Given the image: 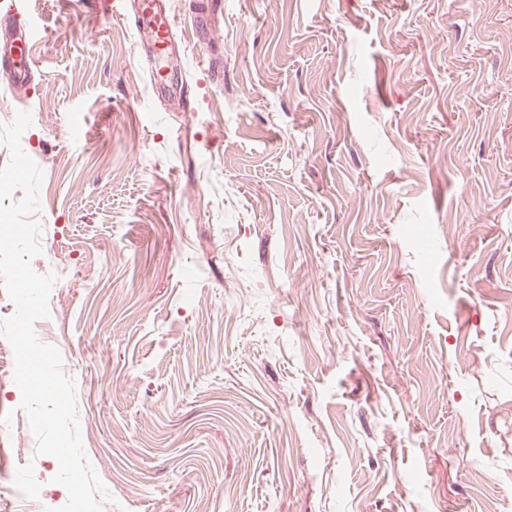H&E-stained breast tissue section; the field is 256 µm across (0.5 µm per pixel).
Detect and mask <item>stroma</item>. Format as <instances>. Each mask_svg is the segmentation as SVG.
Returning <instances> with one entry per match:
<instances>
[{
    "label": "stroma",
    "mask_w": 512,
    "mask_h": 512,
    "mask_svg": "<svg viewBox=\"0 0 512 512\" xmlns=\"http://www.w3.org/2000/svg\"><path fill=\"white\" fill-rule=\"evenodd\" d=\"M19 2L0 125L112 512H512V0H224L201 43L171 0L159 89L132 0ZM16 4L0 13V68L9 73L16 91H26L35 73L31 36L16 18Z\"/></svg>",
    "instance_id": "1"
}]
</instances>
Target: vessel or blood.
I'll list each match as a JSON object with an SVG mask.
<instances>
[{"label": "vessel or blood", "instance_id": "1", "mask_svg": "<svg viewBox=\"0 0 512 512\" xmlns=\"http://www.w3.org/2000/svg\"><path fill=\"white\" fill-rule=\"evenodd\" d=\"M220 0H192L190 17L196 28H203L207 19L221 11ZM136 27L140 36L149 37L150 50L158 66L152 71L153 86L167 80L161 66L176 50L174 18L165 0H138ZM17 6L0 13V70L9 73L15 90H26L35 73L31 36L18 18Z\"/></svg>", "mask_w": 512, "mask_h": 512}]
</instances>
